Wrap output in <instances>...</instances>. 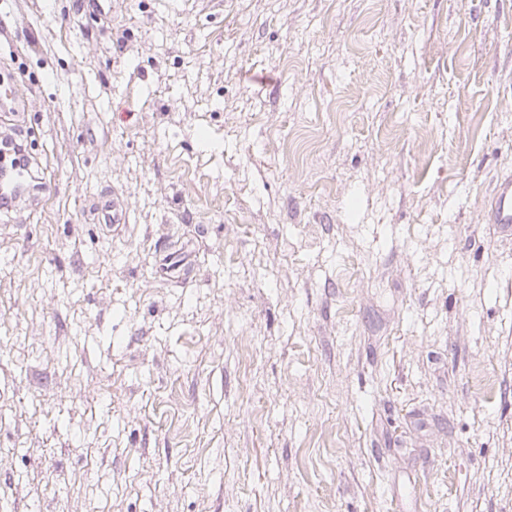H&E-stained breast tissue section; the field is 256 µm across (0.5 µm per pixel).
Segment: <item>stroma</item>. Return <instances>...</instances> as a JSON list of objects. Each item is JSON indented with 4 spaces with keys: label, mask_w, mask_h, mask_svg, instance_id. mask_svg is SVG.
Wrapping results in <instances>:
<instances>
[{
    "label": "stroma",
    "mask_w": 512,
    "mask_h": 512,
    "mask_svg": "<svg viewBox=\"0 0 512 512\" xmlns=\"http://www.w3.org/2000/svg\"><path fill=\"white\" fill-rule=\"evenodd\" d=\"M73 2L0 0V512H512V0ZM74 10L80 18L106 22L112 18V0H76ZM16 84L17 82L11 80L6 84L2 80L0 84V112H4L2 118L7 113L12 115L14 119L10 120V124L14 125L24 122L25 116L37 113L42 107L40 100L29 97L27 93L18 89ZM30 178V181H29ZM7 183V184H5ZM31 172L29 168H21L16 167L12 174H3V167L1 169L0 176V196L2 201L6 200L8 202L11 199H15L18 202L21 199H27V201L31 197ZM0 199V210L2 213V208L4 207L1 204ZM483 208L487 223L497 224L506 235L512 234V175L498 179ZM94 213L105 224H124L126 220V204L124 196L115 192L102 196L95 204Z\"/></svg>",
    "instance_id": "stroma-1"
}]
</instances>
